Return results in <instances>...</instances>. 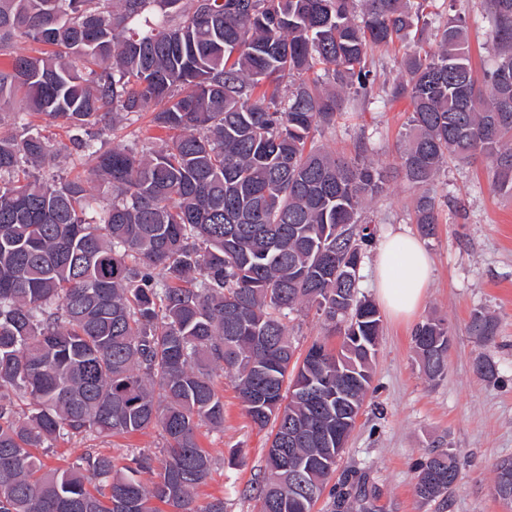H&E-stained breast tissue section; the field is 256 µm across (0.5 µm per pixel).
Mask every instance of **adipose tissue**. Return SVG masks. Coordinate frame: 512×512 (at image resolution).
<instances>
[{
  "label": "adipose tissue",
  "instance_id": "adipose-tissue-1",
  "mask_svg": "<svg viewBox=\"0 0 512 512\" xmlns=\"http://www.w3.org/2000/svg\"><path fill=\"white\" fill-rule=\"evenodd\" d=\"M432 273L431 259L421 242L404 232H387L378 249L374 288L384 308L396 318L421 306Z\"/></svg>",
  "mask_w": 512,
  "mask_h": 512
}]
</instances>
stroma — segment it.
Listing matches in <instances>:
<instances>
[{
  "label": "stroma",
  "instance_id": "obj_1",
  "mask_svg": "<svg viewBox=\"0 0 512 512\" xmlns=\"http://www.w3.org/2000/svg\"><path fill=\"white\" fill-rule=\"evenodd\" d=\"M454 12L469 15L468 47L473 68L483 72L492 63L487 25L478 23L483 0H453ZM413 41L375 51L377 81L372 102H355L336 123L319 135V144L339 156L354 155L366 144L368 160L388 172L385 193L366 205L364 217L377 236L389 230L417 234L414 188L397 168L409 113L405 101L389 102L386 89L402 77L400 61ZM444 192L434 237L425 239L433 272L420 309L406 319L382 313L373 378L361 415L338 462L333 483L365 478L374 494L375 512H505L496 497L494 466L512 458V198L491 184L489 163L477 157L449 162L438 178ZM492 315L497 335L481 343L470 332L474 313ZM447 322L451 346L448 366L440 377L422 371L412 331L426 317ZM486 356L498 376L480 377L474 363ZM224 397V429L203 430V447L215 465L195 495L205 508L223 500L224 512H258L256 487L266 475V432L246 417L233 383L215 370ZM155 429L110 438L90 437L73 446L56 443L38 449L46 469H64L85 451L111 456L116 466L138 453L155 452ZM447 451L462 466L458 488L447 500L425 503L415 493L417 464L429 452Z\"/></svg>",
  "mask_w": 512,
  "mask_h": 512
}]
</instances>
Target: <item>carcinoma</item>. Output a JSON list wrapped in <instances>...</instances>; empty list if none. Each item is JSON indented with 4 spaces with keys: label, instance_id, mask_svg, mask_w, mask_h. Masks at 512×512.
<instances>
[{
    "label": "carcinoma",
    "instance_id": "obj_1",
    "mask_svg": "<svg viewBox=\"0 0 512 512\" xmlns=\"http://www.w3.org/2000/svg\"><path fill=\"white\" fill-rule=\"evenodd\" d=\"M494 62L477 86L467 18L436 27V46L406 54L392 99L410 108L400 169L432 237L437 174L485 156L512 197V0H486ZM431 0H0V512H198L206 425L224 427L213 372L235 384L255 428L270 429L259 512H312L336 471V412L351 432L372 381L381 319L359 292L375 228L365 204L383 172L316 145L344 96L376 80L371 53L429 25ZM23 41L50 47L17 54ZM152 113L172 136L106 149L116 124ZM69 129L58 148L28 116ZM66 153L89 178L42 168ZM102 189L92 193L90 183ZM323 319L296 360L286 321ZM472 334L496 336L473 314ZM423 369L441 376L440 319L413 332ZM161 429L155 458L84 453L43 470L35 448ZM451 453L419 462L416 495L447 497ZM362 486L339 490L335 507Z\"/></svg>",
    "mask_w": 512,
    "mask_h": 512
}]
</instances>
